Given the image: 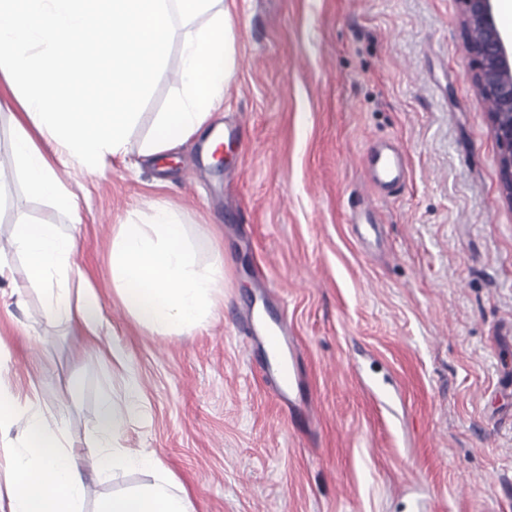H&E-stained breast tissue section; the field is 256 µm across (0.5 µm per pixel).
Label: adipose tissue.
I'll list each match as a JSON object with an SVG mask.
<instances>
[{
    "instance_id": "adipose-tissue-1",
    "label": "adipose tissue",
    "mask_w": 512,
    "mask_h": 512,
    "mask_svg": "<svg viewBox=\"0 0 512 512\" xmlns=\"http://www.w3.org/2000/svg\"><path fill=\"white\" fill-rule=\"evenodd\" d=\"M178 22L189 26L180 50L182 90L144 143L148 158L199 132L224 105L236 74L235 20L224 0H0V107L19 106L11 153L32 193L57 209H76L56 164L75 162L97 176L107 158L125 153L138 102L165 66ZM13 247L47 293V321L99 336L102 305L72 263L76 237L48 219L22 220ZM134 414L131 401L105 397L88 443L72 437L65 416H46L34 401L0 407L1 435L25 421L20 447L0 446L10 512H84L88 467L100 476L140 469L152 477L104 499L98 512H194L156 457L119 446Z\"/></svg>"
}]
</instances>
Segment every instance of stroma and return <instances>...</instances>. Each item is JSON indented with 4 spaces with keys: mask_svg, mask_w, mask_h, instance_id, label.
<instances>
[{
    "mask_svg": "<svg viewBox=\"0 0 512 512\" xmlns=\"http://www.w3.org/2000/svg\"><path fill=\"white\" fill-rule=\"evenodd\" d=\"M235 81L210 130L238 124L223 167L195 135L161 159L142 144L179 89L183 28L104 175L56 173L79 223L30 193L0 110V390L64 413L79 439L104 395L139 389L119 443L158 458L196 512H512V204L471 67L458 0H234ZM378 140L406 155L384 197L366 179ZM377 206L364 245L351 204ZM176 209L201 260L224 252L213 319L180 335L138 325L112 288V229L148 202ZM74 234L107 324L83 346L47 322L12 246L18 219ZM286 311L313 428L292 421L249 360L248 307ZM120 343L126 367L107 352ZM90 476L85 512L148 482Z\"/></svg>",
    "mask_w": 512,
    "mask_h": 512,
    "instance_id": "obj_1",
    "label": "stroma"
}]
</instances>
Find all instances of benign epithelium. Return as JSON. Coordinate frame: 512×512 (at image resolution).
<instances>
[{
    "mask_svg": "<svg viewBox=\"0 0 512 512\" xmlns=\"http://www.w3.org/2000/svg\"><path fill=\"white\" fill-rule=\"evenodd\" d=\"M496 0H459L465 47L474 66L468 78L489 106L498 145L502 192L512 204V39L498 26Z\"/></svg>",
    "mask_w": 512,
    "mask_h": 512,
    "instance_id": "benign-epithelium-1",
    "label": "benign epithelium"
}]
</instances>
